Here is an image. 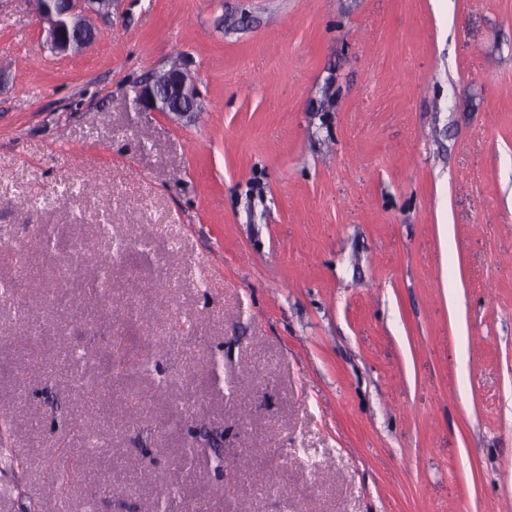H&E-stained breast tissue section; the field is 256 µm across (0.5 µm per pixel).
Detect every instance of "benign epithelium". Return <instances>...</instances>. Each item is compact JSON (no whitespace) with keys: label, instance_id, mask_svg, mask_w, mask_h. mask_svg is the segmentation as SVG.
I'll return each instance as SVG.
<instances>
[{"label":"benign epithelium","instance_id":"obj_1","mask_svg":"<svg viewBox=\"0 0 512 512\" xmlns=\"http://www.w3.org/2000/svg\"><path fill=\"white\" fill-rule=\"evenodd\" d=\"M39 16L48 21L45 42L56 55H66L90 44L94 32L87 14L112 13V0H35ZM197 88L185 71L173 67L152 75L138 92L148 111L183 116L195 111Z\"/></svg>","mask_w":512,"mask_h":512}]
</instances>
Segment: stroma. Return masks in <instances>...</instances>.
<instances>
[{
  "label": "stroma",
  "instance_id": "stroma-1",
  "mask_svg": "<svg viewBox=\"0 0 512 512\" xmlns=\"http://www.w3.org/2000/svg\"><path fill=\"white\" fill-rule=\"evenodd\" d=\"M51 53L0 0V413L84 512H512V0H115ZM178 66L196 112L142 108ZM121 242L98 277L71 249ZM97 452L64 422L115 337ZM192 392L195 407L180 402ZM147 395L138 414L127 396ZM222 435L213 453L203 431ZM246 460L277 492L226 489ZM104 484L123 488L112 498ZM149 362L150 356L148 354H144L137 360H132L131 355L123 344L122 338L116 337L112 342L111 350L101 375L104 377V381H108L112 387V380L114 381L122 377L131 366H137V364L147 365Z\"/></svg>",
  "mask_w": 512,
  "mask_h": 512
}]
</instances>
